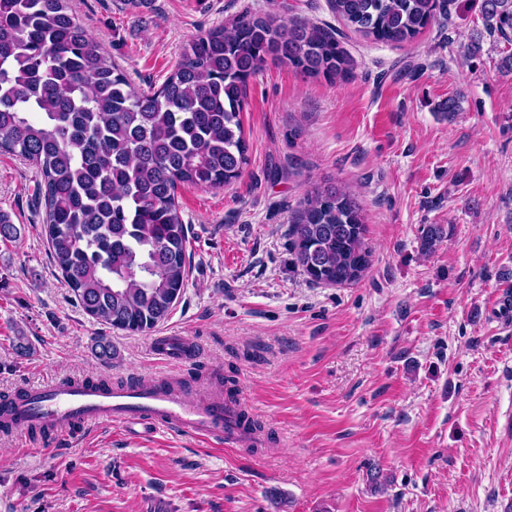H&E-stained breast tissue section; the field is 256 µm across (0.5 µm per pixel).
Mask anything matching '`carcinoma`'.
<instances>
[{
    "mask_svg": "<svg viewBox=\"0 0 512 512\" xmlns=\"http://www.w3.org/2000/svg\"><path fill=\"white\" fill-rule=\"evenodd\" d=\"M347 26L387 43L414 40L439 0H332ZM486 27L507 34L512 0H483ZM329 80L353 61L336 34L302 20L244 15L195 38L159 88L136 86L68 0H0V151L42 178L56 266L92 318L130 333L166 319L185 285L179 184L223 188L248 164L241 112L268 62ZM353 192L333 180L300 201L296 260L314 282L359 281L370 264ZM443 237L423 228L421 248Z\"/></svg>",
    "mask_w": 512,
    "mask_h": 512,
    "instance_id": "obj_1",
    "label": "carcinoma"
}]
</instances>
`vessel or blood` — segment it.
Returning <instances> with one entry per match:
<instances>
[{
  "label": "vessel or blood",
  "instance_id": "1",
  "mask_svg": "<svg viewBox=\"0 0 512 512\" xmlns=\"http://www.w3.org/2000/svg\"><path fill=\"white\" fill-rule=\"evenodd\" d=\"M155 354L174 364L183 356L179 340L162 336ZM236 407L223 396L189 400L180 388L138 383L123 386L89 384L83 380L55 379L31 384L19 396L0 401V419L10 432L25 435L32 427L47 425L51 440L71 437L86 425L132 421L154 429L212 440L238 448H254L256 434L236 423Z\"/></svg>",
  "mask_w": 512,
  "mask_h": 512
}]
</instances>
